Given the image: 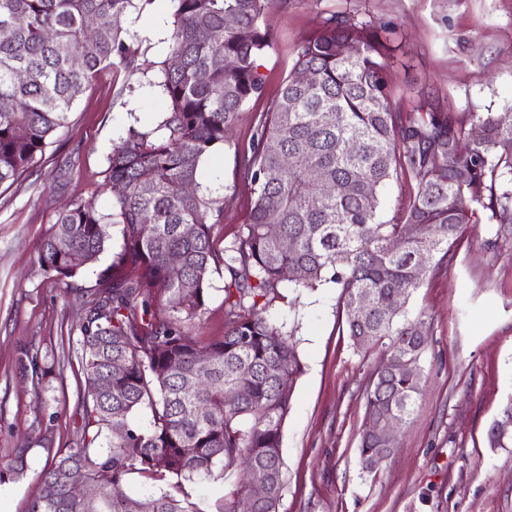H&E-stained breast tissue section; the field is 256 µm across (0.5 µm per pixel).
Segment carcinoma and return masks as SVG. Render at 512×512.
<instances>
[{
  "label": "carcinoma",
  "instance_id": "1",
  "mask_svg": "<svg viewBox=\"0 0 512 512\" xmlns=\"http://www.w3.org/2000/svg\"><path fill=\"white\" fill-rule=\"evenodd\" d=\"M170 2L159 82L167 112L156 127L132 128L113 146L104 186L122 190L112 211L73 202L40 243L41 269L73 277L71 252L97 263L110 249V226L122 225L121 250L98 274L105 287L85 303L78 326L83 438L46 462L30 512H132L131 502L150 512H197L186 485L237 469L269 475L255 512H279L282 429L304 371L295 346L266 316L281 298L285 271H303L297 289L338 288V328L355 346L380 343L388 361L417 365L428 334L423 319L407 317L406 304L427 270L450 258L481 209L496 237L512 238V189H496L505 178L512 183L511 115L470 113L481 127L474 139L466 120L431 104L393 111L384 43L350 14L333 13L299 45L249 143L232 142L239 113L264 90L259 58L272 39L262 21L288 0ZM137 8L138 0H0V185L44 153L85 84L116 58L133 63L118 21ZM342 43L357 46L354 58L339 53ZM221 146L233 151L253 196L227 245L219 231L224 198L199 182L204 158ZM395 175L413 186L402 220L386 224L378 219L379 189ZM273 220L276 235L267 229ZM395 241L401 250L392 249ZM173 254L180 265H170ZM221 270L224 336L203 342L193 329L207 312L211 275ZM116 361L124 367L115 369ZM420 391L419 375L380 372L367 385L364 419L405 424ZM143 411L151 414L146 428L134 421ZM115 425L125 435L114 436ZM393 452L361 430L366 473ZM27 453L19 448L1 461L0 476L22 473ZM132 474L167 489L147 498L117 493ZM76 481L95 487L97 498H71Z\"/></svg>",
  "mask_w": 512,
  "mask_h": 512
}]
</instances>
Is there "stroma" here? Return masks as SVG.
<instances>
[{"label":"stroma","instance_id":"obj_1","mask_svg":"<svg viewBox=\"0 0 512 512\" xmlns=\"http://www.w3.org/2000/svg\"><path fill=\"white\" fill-rule=\"evenodd\" d=\"M334 12L375 27L389 46L384 77L393 110L412 111L426 95L457 118L512 114V0H288L265 16L273 41L260 60L264 91L241 112L235 141L249 140L298 44ZM122 27L134 67L115 63L88 84L42 159L0 185V460L30 448L24 474L0 478V512H29L47 458L81 437L84 377L72 331L121 245L112 227L109 254L59 279L40 268L41 239L71 201L93 199L110 210L112 194L101 184L113 145L163 117L165 0L127 14ZM201 173L225 199L222 233L232 241L251 206L247 188L235 183L232 151L216 149ZM495 230L484 218L469 225L450 262L411 297L409 318H424L429 330L423 389L396 455L373 474L361 468L359 433L365 389L386 350L356 347L339 332L334 284L302 293L281 287L266 315L291 332L304 373L283 428L280 512H512V446L488 443L512 398V243L488 247Z\"/></svg>","mask_w":512,"mask_h":512}]
</instances>
